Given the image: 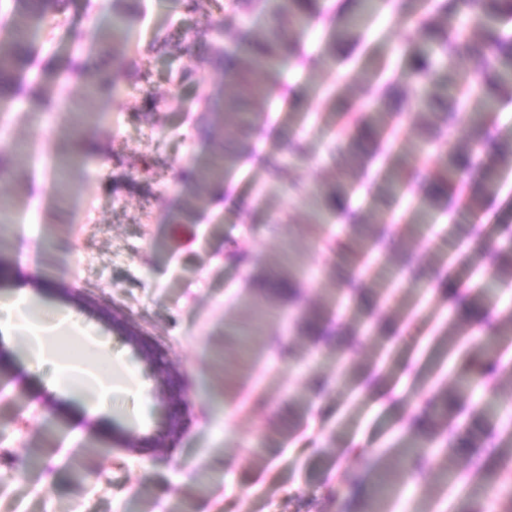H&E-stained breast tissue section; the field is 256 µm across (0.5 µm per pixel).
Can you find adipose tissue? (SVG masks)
Here are the masks:
<instances>
[{
  "mask_svg": "<svg viewBox=\"0 0 512 512\" xmlns=\"http://www.w3.org/2000/svg\"><path fill=\"white\" fill-rule=\"evenodd\" d=\"M0 327L26 330L31 334V347L37 368H51L57 381L76 391L100 388L109 392H126L135 379L132 370L126 367H110L109 355L89 337H77L76 342L89 352L92 360L87 367L80 368L64 363L56 356V345L62 332L68 331L66 317L38 306H27L16 300H0Z\"/></svg>",
  "mask_w": 512,
  "mask_h": 512,
  "instance_id": "ef3b65f1",
  "label": "adipose tissue"
}]
</instances>
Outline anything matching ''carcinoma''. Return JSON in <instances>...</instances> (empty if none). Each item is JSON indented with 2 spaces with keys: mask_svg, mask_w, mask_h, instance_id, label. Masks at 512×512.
<instances>
[{
  "mask_svg": "<svg viewBox=\"0 0 512 512\" xmlns=\"http://www.w3.org/2000/svg\"><path fill=\"white\" fill-rule=\"evenodd\" d=\"M65 0H15V9L0 40V101L20 97L19 87L36 64L37 48L31 35L44 28L49 16L60 12ZM477 0H434V11L428 10V0H383L384 7L399 17H422L420 36L404 52L405 74L421 80L424 91L418 100L410 134L399 139L397 121L406 104L402 77L382 79V65L362 64L363 91L374 104L366 112H356L347 103L340 112L350 133L336 140L335 151L343 154L353 170L366 175L379 164L369 189L383 205L397 209L406 197L408 184L422 183L421 192L410 198L406 224L401 231L412 234L428 223L436 210L456 212L459 194H465V209L472 213L488 211L505 183V173L497 158L501 154L498 137L494 134V112L502 94L512 92V37L502 31V25L512 20V0H482L476 33L467 34L452 29L459 13ZM224 20V29L239 28V15L264 4V0H235L238 10L224 11L222 0H211ZM354 11L343 16L329 9L322 0H271L272 20L259 37L242 34L240 45L231 50L212 44L207 62L225 73L224 89L212 98L199 102L201 112H215L224 126L241 134L236 145L224 144V155L213 158L199 168L185 186V213L196 208L201 194L220 185L224 173L238 165L251 153L250 140L260 104L274 91L288 94L280 81L283 61L292 60L303 68H316L327 60L345 57V49L361 35L366 14L376 8L373 0H353ZM117 21L96 31L93 41L97 54L112 58L115 73L103 74L89 65L91 55L76 53L66 61L64 72L83 81L85 91L106 101L115 98L128 67L127 25L134 11L129 0H113ZM320 21L326 29L328 55L312 57L293 37L295 28ZM471 59L484 71L482 88L473 112L468 115L470 139L463 145L445 141L448 129L461 122V108L470 99L471 89L449 88L435 81L439 72L458 70ZM429 144L443 146L440 165L428 174L415 170L411 159ZM353 188L339 180L336 187L321 191L315 200L310 223L323 224L336 217L354 245L326 236V245L336 251L339 264L345 269L342 289L336 298L319 311L304 315L300 335L315 341L328 335L332 315L340 303H345L352 316L340 331L345 340L358 339L364 326L384 339L396 333L395 322L378 321L358 313L357 300L364 282L355 278L361 271L368 283L377 288L378 299L387 302L388 284L378 269L383 267L385 250L392 225L379 224L361 236L366 224L364 215L350 205ZM511 281L489 280L476 267L466 269L458 288L448 303L450 315L443 322L440 337L432 345L439 361L460 362L470 355V331L481 323L497 336L495 342L481 349L484 368L459 369L453 387L435 389L424 405L407 424L398 445L374 463V475L353 471L347 483L354 494L346 504V512H388L391 476L395 463L404 460L414 469L436 465L448 476V463L464 460L468 470L454 476L466 484L483 481L505 484L512 479V432L499 426L493 396L494 380L504 370L500 352L512 348V310L495 317L491 307L502 288ZM278 294L294 303L299 299L296 281L279 279Z\"/></svg>",
  "mask_w": 512,
  "mask_h": 512,
  "instance_id": "1",
  "label": "carcinoma"
}]
</instances>
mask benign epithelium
Here are the masks:
<instances>
[{"label":"benign epithelium","mask_w":512,"mask_h":512,"mask_svg":"<svg viewBox=\"0 0 512 512\" xmlns=\"http://www.w3.org/2000/svg\"><path fill=\"white\" fill-rule=\"evenodd\" d=\"M103 320L113 333L133 349L136 359L156 379L157 390L153 392L152 399L159 401L164 408V415L152 433L141 435L131 432L124 440V447L134 451L169 447L181 436L189 410V399L182 393L177 373L158 349L130 329L124 321L107 314L103 315Z\"/></svg>","instance_id":"benign-epithelium-1"}]
</instances>
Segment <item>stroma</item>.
Here are the masks:
<instances>
[{
    "label": "stroma",
    "mask_w": 512,
    "mask_h": 512,
    "mask_svg": "<svg viewBox=\"0 0 512 512\" xmlns=\"http://www.w3.org/2000/svg\"><path fill=\"white\" fill-rule=\"evenodd\" d=\"M138 3L128 57L152 70L160 111L129 118L141 98L132 82L123 84L128 98L108 102L85 97L72 81L48 87L43 106L10 104L8 131L0 135V156L9 161L0 197L14 206L13 224L0 228V298L74 314L114 361L136 372L138 385L108 403L93 391L76 401L50 372L34 368L26 335L0 331V371L8 379L0 389V479L7 483L0 512H343L345 472L370 471L431 389L456 377L453 366L425 382L414 376L448 311L438 288L448 271L440 233L448 218L436 216L420 236H396L382 270L386 281L408 284L406 255L428 272L418 290L421 310L400 320L398 353L378 378L399 399L369 390L355 395L343 366L374 365L379 341L361 339L345 353L335 342L302 338L298 324L303 312L336 294V258L308 219L317 191L339 179L361 180L355 171L336 170L331 139L344 122L328 97L337 90L350 105L368 109L359 84L345 65L304 70L284 63L290 94L272 95L266 104L259 141L269 154L301 136L306 158L278 180L250 157L225 176L223 207L203 195L184 220L189 240H176L171 217L183 210V175L237 139L216 114L203 118L197 109L202 96L218 95L224 85L223 73L202 61L208 46L235 45L239 34L221 28L209 0L193 14L179 0ZM111 19L112 0H93L87 9L68 0L47 28L54 45L40 53L39 65L66 60L68 28L90 39ZM159 34L169 38L165 55L146 54ZM417 36L415 18L382 9L360 44L376 48L398 72ZM181 70L191 71V79L172 87L171 75ZM37 117L51 128L38 140ZM86 141L96 142L97 152L87 167L70 171L65 197L56 200L39 184V154L74 153ZM502 159L507 184L476 221L492 242L462 253L491 274L508 246L501 227L512 225V153ZM287 274L298 281L299 304L257 286ZM83 298L128 316L180 369L191 414L173 447L145 454L113 447L122 429L145 435L158 426L160 414L144 410L154 381L132 348L80 306ZM275 337L294 356L275 351ZM315 378L329 381L328 393L314 395ZM441 482L436 468L418 475L401 470L391 512H407L413 499L432 503Z\"/></svg>",
    "instance_id": "35a3bbf8"
}]
</instances>
